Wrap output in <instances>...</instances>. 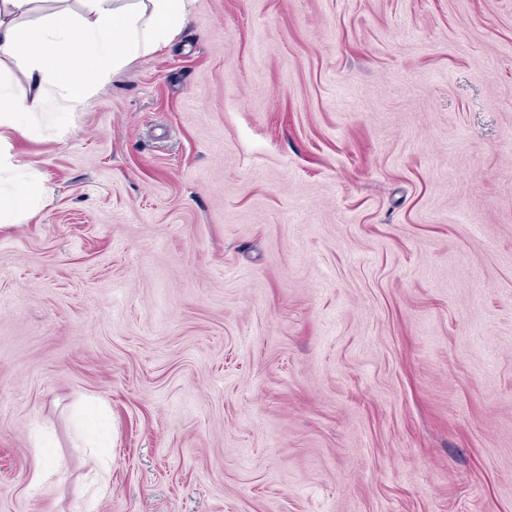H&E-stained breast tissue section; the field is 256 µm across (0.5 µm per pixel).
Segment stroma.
Instances as JSON below:
<instances>
[{
	"label": "stroma",
	"instance_id": "obj_1",
	"mask_svg": "<svg viewBox=\"0 0 512 512\" xmlns=\"http://www.w3.org/2000/svg\"><path fill=\"white\" fill-rule=\"evenodd\" d=\"M64 108L0 133V512H512V0H191ZM0 134V227L22 224L33 218L44 205L42 192L24 171Z\"/></svg>",
	"mask_w": 512,
	"mask_h": 512
}]
</instances>
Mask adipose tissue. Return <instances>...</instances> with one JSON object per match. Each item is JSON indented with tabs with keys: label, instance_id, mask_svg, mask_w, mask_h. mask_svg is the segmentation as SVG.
I'll return each instance as SVG.
<instances>
[{
	"label": "adipose tissue",
	"instance_id": "ef3b65f1",
	"mask_svg": "<svg viewBox=\"0 0 512 512\" xmlns=\"http://www.w3.org/2000/svg\"><path fill=\"white\" fill-rule=\"evenodd\" d=\"M41 2L0 0V57H22L23 75L34 88L31 99L18 102L0 87V129L36 132L32 114L55 81L70 108H77L130 58L169 42L187 10L186 0H82L80 23L30 22ZM44 203L36 181L0 136V224L25 223Z\"/></svg>",
	"mask_w": 512,
	"mask_h": 512
}]
</instances>
